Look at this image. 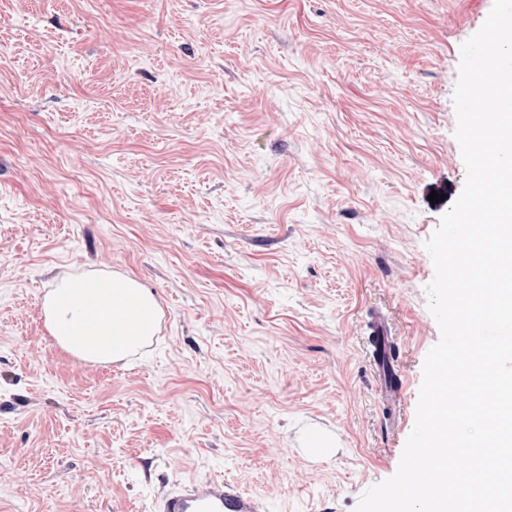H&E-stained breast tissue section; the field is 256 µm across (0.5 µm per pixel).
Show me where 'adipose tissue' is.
<instances>
[{
    "label": "adipose tissue",
    "instance_id": "adipose-tissue-1",
    "mask_svg": "<svg viewBox=\"0 0 512 512\" xmlns=\"http://www.w3.org/2000/svg\"><path fill=\"white\" fill-rule=\"evenodd\" d=\"M159 310L153 291L119 274L60 281L42 312L50 336L65 350L92 362H113L137 351L152 336Z\"/></svg>",
    "mask_w": 512,
    "mask_h": 512
}]
</instances>
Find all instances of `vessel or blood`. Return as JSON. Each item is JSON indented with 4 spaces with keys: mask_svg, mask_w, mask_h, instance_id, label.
Here are the masks:
<instances>
[{
    "mask_svg": "<svg viewBox=\"0 0 512 512\" xmlns=\"http://www.w3.org/2000/svg\"><path fill=\"white\" fill-rule=\"evenodd\" d=\"M158 512H265L261 499L223 480L205 479L168 490Z\"/></svg>",
    "mask_w": 512,
    "mask_h": 512,
    "instance_id": "b4317fda",
    "label": "vessel or blood"
}]
</instances>
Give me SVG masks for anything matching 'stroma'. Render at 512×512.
Instances as JSON below:
<instances>
[{
    "mask_svg": "<svg viewBox=\"0 0 512 512\" xmlns=\"http://www.w3.org/2000/svg\"><path fill=\"white\" fill-rule=\"evenodd\" d=\"M492 6L0 0V512H157L193 479L354 512L396 473L440 338L424 243L466 176L461 46ZM97 271L163 309L124 362L45 327Z\"/></svg>",
    "mask_w": 512,
    "mask_h": 512,
    "instance_id": "1",
    "label": "stroma"
}]
</instances>
